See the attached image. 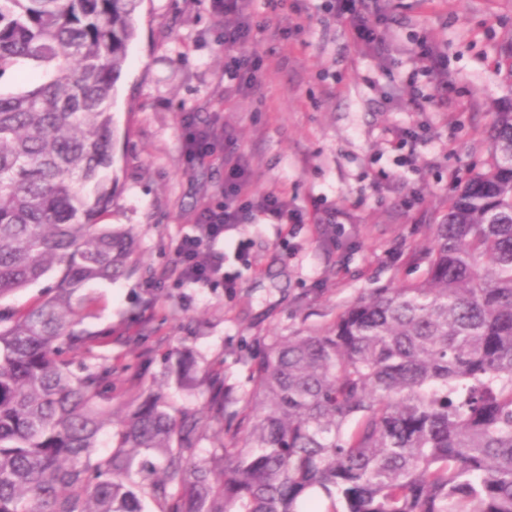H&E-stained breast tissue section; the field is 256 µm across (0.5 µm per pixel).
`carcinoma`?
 Wrapping results in <instances>:
<instances>
[{"instance_id":"obj_1","label":"carcinoma","mask_w":512,"mask_h":512,"mask_svg":"<svg viewBox=\"0 0 512 512\" xmlns=\"http://www.w3.org/2000/svg\"><path fill=\"white\" fill-rule=\"evenodd\" d=\"M141 0H0V298L54 273V293L0 313V512H512V98L487 169L448 199L414 257L420 280L375 289L250 359L249 389L185 349L167 358L206 404L175 410L112 371L72 369L73 297L124 275L112 206V99ZM497 72L512 82V42ZM229 406L236 407L226 415ZM211 423L222 438L198 457ZM112 431V452H98Z\"/></svg>"}]
</instances>
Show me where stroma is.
I'll use <instances>...</instances> for the list:
<instances>
[{"label": "stroma", "mask_w": 512, "mask_h": 512, "mask_svg": "<svg viewBox=\"0 0 512 512\" xmlns=\"http://www.w3.org/2000/svg\"><path fill=\"white\" fill-rule=\"evenodd\" d=\"M383 58L353 38L330 0H286L272 11L250 0L256 24L242 52L266 79L237 91L222 42L224 0H142L136 37L116 83L115 184L105 223L131 227L129 273L83 289V328L111 334L113 365L147 353L145 384L163 382L161 356L192 349L247 381L264 342L319 326L374 289L419 279L411 262L449 196L488 160L487 130L512 83L495 71L512 38V0H379ZM287 27L288 38L275 36ZM434 45L450 87L436 90L416 45ZM426 100L411 101L412 86ZM219 117L246 157L251 190L285 195L288 227L257 217L227 234L232 288H178L174 246L224 185V149L184 158L181 117ZM428 129L424 144H398L395 129Z\"/></svg>", "instance_id": "stroma-1"}]
</instances>
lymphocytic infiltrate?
I'll return each mask as SVG.
<instances>
[{"mask_svg":"<svg viewBox=\"0 0 512 512\" xmlns=\"http://www.w3.org/2000/svg\"><path fill=\"white\" fill-rule=\"evenodd\" d=\"M336 16L344 18L354 35L376 54H383L385 42L379 31L385 16H371L366 0H332ZM182 146L187 163H195L211 155L218 141L232 142V134L224 133L216 121L201 122L193 113L181 120ZM251 174L242 154L224 156V188L222 200L200 208L192 233L179 238L175 246V272L180 284L194 288L232 287L224 275V253L217 244L226 232L252 223L265 216L279 224L288 223L287 205L276 195H252Z\"/></svg>","mask_w":512,"mask_h":512,"instance_id":"f902f5d3","label":"lymphocytic infiltrate"}]
</instances>
